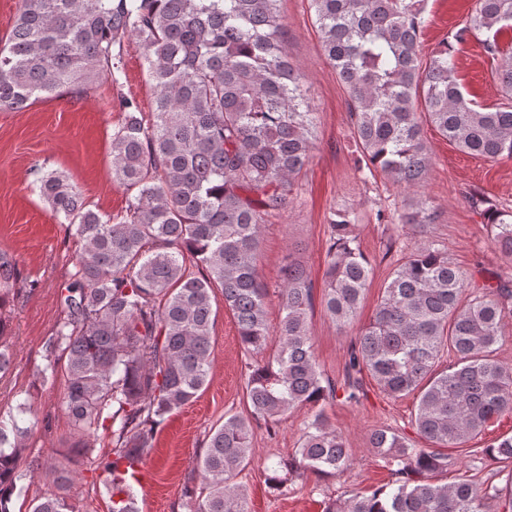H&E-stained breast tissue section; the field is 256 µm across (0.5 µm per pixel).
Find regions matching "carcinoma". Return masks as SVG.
<instances>
[{
  "label": "carcinoma",
  "mask_w": 512,
  "mask_h": 512,
  "mask_svg": "<svg viewBox=\"0 0 512 512\" xmlns=\"http://www.w3.org/2000/svg\"><path fill=\"white\" fill-rule=\"evenodd\" d=\"M280 0H21L0 46V108L23 109L61 94L87 96L102 80L117 89L121 122L112 131V179L128 194L111 217L89 207L57 172L36 188L81 247L61 290L65 316L45 343L43 373L62 372V408L88 453L100 442L94 473L109 512H139L135 483L117 472L141 458L159 426L191 402L210 374L214 318L221 291L245 352L277 349L248 366L250 414L212 429L186 488L188 512H249L236 483L249 464L253 425L274 424L303 406L360 402L363 376L393 398L416 395L415 427L429 448L393 430L370 436L396 476L371 494L334 500L324 512H512V471L504 486L463 479L440 484L443 448L480 435L512 412V367L495 356L512 317V277L479 293L442 244L420 242L390 273L375 312L348 351L342 388L317 362L308 315L314 292L306 266L289 254L277 285L281 320L267 321L268 285L258 268L262 224L283 211L316 146L315 113L291 65ZM324 54L350 98L356 144L370 176L405 192L421 187L432 156L421 122L460 150L512 159V0H478L464 27L423 61L421 0H308ZM486 34L485 52L500 59L507 102L487 107L465 98L455 45ZM142 49L154 109L142 112L122 93L125 41ZM471 204L487 217L499 253L512 262V210L480 192ZM380 224H430L427 202L377 210ZM321 304L343 329L358 317L373 267L354 235L355 218L332 213ZM16 283L0 254V310ZM0 315V374L12 366ZM455 362L443 369L445 354ZM43 420L23 403L0 416V512L26 494L18 461ZM483 459L512 465V436L481 449ZM352 465L343 435L318 413L294 453L266 465L270 489L310 475L343 477ZM30 512H75L58 493Z\"/></svg>",
  "instance_id": "1"
}]
</instances>
